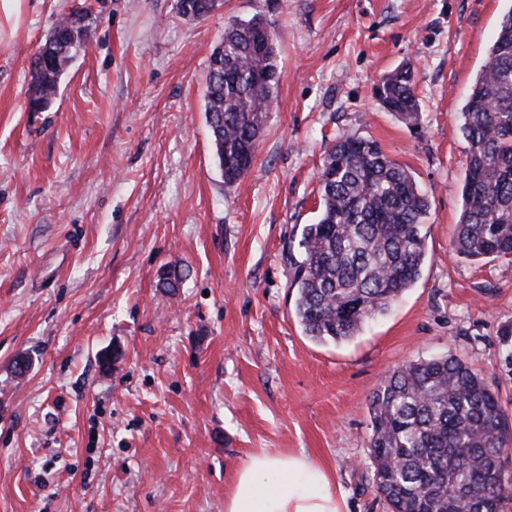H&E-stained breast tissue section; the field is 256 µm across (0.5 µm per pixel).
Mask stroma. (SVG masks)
Here are the masks:
<instances>
[{"label": "stroma", "mask_w": 512, "mask_h": 512, "mask_svg": "<svg viewBox=\"0 0 512 512\" xmlns=\"http://www.w3.org/2000/svg\"><path fill=\"white\" fill-rule=\"evenodd\" d=\"M512 0H10L0 6V512H224L251 456L302 455L350 512H387L368 399L410 360L454 355L512 423V261L454 254L469 150L460 112ZM87 37L41 112L32 61L56 23ZM262 15L281 78L255 161L215 166L208 60ZM411 64L422 122L376 95ZM340 134L426 193L417 283L344 343L305 336L286 251L319 209ZM176 271V293L159 286ZM112 354L103 365V351ZM27 361L16 375L18 361Z\"/></svg>", "instance_id": "obj_1"}]
</instances>
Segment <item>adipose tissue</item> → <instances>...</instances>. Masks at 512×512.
<instances>
[{
  "label": "adipose tissue",
  "instance_id": "ef3b65f1",
  "mask_svg": "<svg viewBox=\"0 0 512 512\" xmlns=\"http://www.w3.org/2000/svg\"><path fill=\"white\" fill-rule=\"evenodd\" d=\"M224 512H347L320 466L302 456L261 453L238 471Z\"/></svg>",
  "mask_w": 512,
  "mask_h": 512
}]
</instances>
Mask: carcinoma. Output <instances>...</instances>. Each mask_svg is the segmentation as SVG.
Masks as SVG:
<instances>
[{"instance_id":"1","label":"carcinoma","mask_w":512,"mask_h":512,"mask_svg":"<svg viewBox=\"0 0 512 512\" xmlns=\"http://www.w3.org/2000/svg\"><path fill=\"white\" fill-rule=\"evenodd\" d=\"M269 29L259 15L224 27V56L209 57L205 114L224 184L251 168L278 89L275 46L256 39ZM45 41L54 65L32 62L28 102L48 107L73 51L84 40L61 21ZM384 107L408 126L420 121L410 66L386 75ZM469 143L462 211L453 249L480 262L512 257V10L461 108ZM319 214L288 245L295 314L316 342H345L419 280L429 204L409 169L378 142L336 138L320 172ZM373 482L389 512H500L512 496L505 477V417L485 380L452 355L391 371L369 399Z\"/></svg>"}]
</instances>
